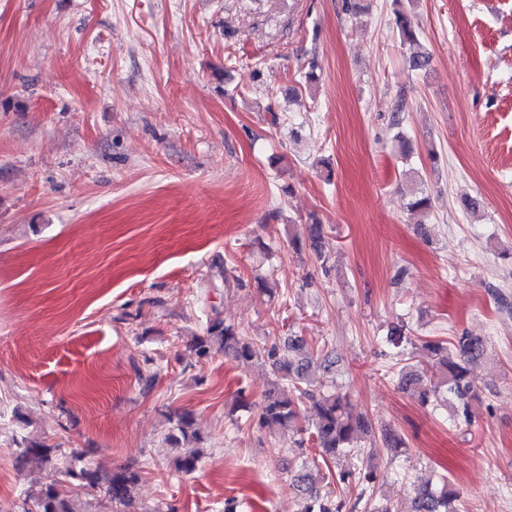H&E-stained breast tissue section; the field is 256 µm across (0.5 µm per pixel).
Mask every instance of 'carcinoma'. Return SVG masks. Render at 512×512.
Masks as SVG:
<instances>
[{
	"label": "carcinoma",
	"mask_w": 512,
	"mask_h": 512,
	"mask_svg": "<svg viewBox=\"0 0 512 512\" xmlns=\"http://www.w3.org/2000/svg\"><path fill=\"white\" fill-rule=\"evenodd\" d=\"M395 25L400 44L409 53L410 67L422 70L429 65L430 56L420 42L419 25L414 13L399 11ZM431 202L427 196H415L410 210L416 216V223L426 224L430 216ZM387 342L393 347L392 357L399 368V384L405 390L418 393L421 403L429 402L452 405L456 415L467 416L469 399L474 392L469 378V366L479 362L486 352V341L477 336L455 337L453 347L458 359L448 356V348L439 340L422 342L428 366L412 363L414 353H405V345L411 339L404 335V326L391 329ZM197 355L201 358L212 353L241 365L261 363L269 367L271 381L260 406L259 423L265 428L277 431L294 430L308 435L319 449L323 462L339 456L355 458L359 466L339 472L336 484L358 488L354 496L348 493L336 494L323 490L324 476L312 469H289V481L304 502L300 512H399L391 503L376 502L377 471L371 461L364 458L360 442L372 432V423L366 416L353 417L347 411L345 396L321 387L312 388L308 374L314 365L313 353L307 348L306 340L290 336L284 341L259 344L238 328L224 322L216 312L208 320L206 335L194 342ZM313 405L315 417L311 424L302 425V408ZM174 427L168 436L176 455L174 468L186 475L198 469L201 453L196 448H187L185 443L198 439L193 426L195 418L189 411L173 415ZM85 452L71 453V462L58 466L56 449L41 442L29 441L19 444L16 450L15 468L22 473L31 460L38 459L48 465L55 477L43 484L34 499V507L23 512H75L74 493L86 490L90 493L101 491L115 506L132 507L133 492L138 473L130 465L115 468L110 473L83 463ZM414 496L410 512H456L452 503L459 493L447 478L438 485L424 482L413 485Z\"/></svg>",
	"instance_id": "obj_1"
}]
</instances>
